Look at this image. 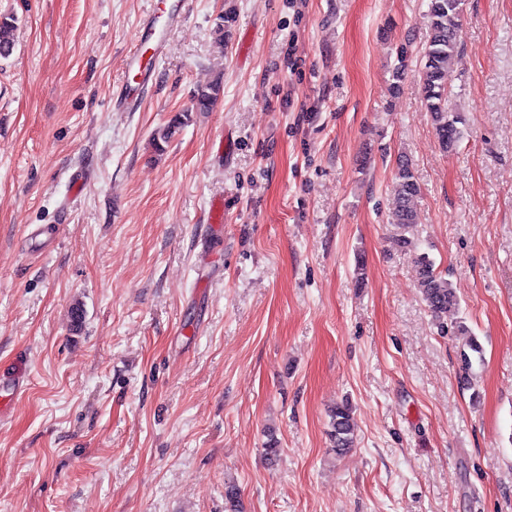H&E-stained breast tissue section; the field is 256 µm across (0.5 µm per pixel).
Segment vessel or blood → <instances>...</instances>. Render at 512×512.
I'll return each mask as SVG.
<instances>
[{"label":"vessel or blood","instance_id":"b4317fda","mask_svg":"<svg viewBox=\"0 0 512 512\" xmlns=\"http://www.w3.org/2000/svg\"><path fill=\"white\" fill-rule=\"evenodd\" d=\"M187 5V0H154L152 9L141 23L137 45L124 60L126 72L132 73L134 79L123 84L112 102L113 108L129 111L137 105L151 77L145 59L149 56L160 57L165 47V35L160 31V24L179 21Z\"/></svg>","mask_w":512,"mask_h":512}]
</instances>
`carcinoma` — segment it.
Returning <instances> with one entry per match:
<instances>
[{
    "instance_id": "obj_1",
    "label": "carcinoma",
    "mask_w": 512,
    "mask_h": 512,
    "mask_svg": "<svg viewBox=\"0 0 512 512\" xmlns=\"http://www.w3.org/2000/svg\"><path fill=\"white\" fill-rule=\"evenodd\" d=\"M463 0H428L427 31L421 52L418 78L422 88L425 107L430 113L435 135L440 148L451 151L463 137L465 120L458 112L448 110V80L450 62L461 54V32ZM15 19L0 17V56L10 55L14 46ZM219 79L197 89L193 104L186 110L175 113L168 122L153 135L155 151H164L163 144L180 131L191 120L193 112H208L222 93ZM419 187L411 163L399 160L395 171V203L388 222L400 229L417 223L415 198ZM396 245L404 253L412 255L418 271V288L422 301L434 317L442 335H455L463 330L460 325H448V313L455 310L459 300L447 274L438 270L426 252L418 250L416 243L404 235L395 238ZM328 435L341 456L354 447L355 423L353 409L348 402H341L329 411Z\"/></svg>"
}]
</instances>
